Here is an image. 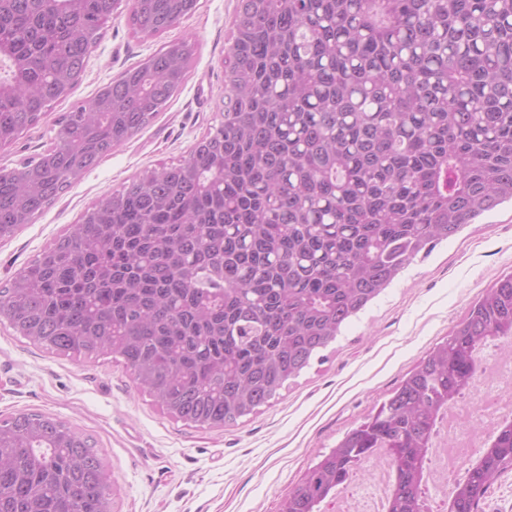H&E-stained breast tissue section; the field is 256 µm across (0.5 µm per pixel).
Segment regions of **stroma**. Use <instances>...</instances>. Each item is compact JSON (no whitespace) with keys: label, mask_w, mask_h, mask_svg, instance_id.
I'll use <instances>...</instances> for the list:
<instances>
[{"label":"stroma","mask_w":512,"mask_h":512,"mask_svg":"<svg viewBox=\"0 0 512 512\" xmlns=\"http://www.w3.org/2000/svg\"><path fill=\"white\" fill-rule=\"evenodd\" d=\"M238 0H197L152 38L132 32L128 0L89 55L72 93L0 150L16 167L51 143L61 116L166 43L195 42L183 85L151 123L66 188L32 222L0 239V286L11 281L104 196L188 157L224 110V57ZM512 273V204L503 203L419 253L346 323L269 404L221 427L163 411L122 359L52 354L0 320V419L43 414L88 437L112 475V512H280L305 474L383 403L425 353L444 342L498 278Z\"/></svg>","instance_id":"1"}]
</instances>
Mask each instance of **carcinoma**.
Returning <instances> with one entry per match:
<instances>
[{"mask_svg": "<svg viewBox=\"0 0 512 512\" xmlns=\"http://www.w3.org/2000/svg\"><path fill=\"white\" fill-rule=\"evenodd\" d=\"M116 0H0V145L66 98ZM196 0H136L154 37ZM224 120L187 159L112 192L0 288V318L74 360L112 354L177 420L222 426L297 377L423 249L512 202V0H239ZM182 39L75 105L44 152L0 167L8 237L146 127L184 82ZM512 338L499 279L280 512H321L375 449L389 512H423L437 420L475 353ZM512 466L499 425L447 512ZM111 475L66 423L0 420V512H112Z\"/></svg>", "mask_w": 512, "mask_h": 512, "instance_id": "1", "label": "carcinoma"}]
</instances>
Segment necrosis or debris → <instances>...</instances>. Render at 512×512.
Listing matches in <instances>:
<instances>
[{
    "label": "necrosis or debris",
    "mask_w": 512,
    "mask_h": 512,
    "mask_svg": "<svg viewBox=\"0 0 512 512\" xmlns=\"http://www.w3.org/2000/svg\"><path fill=\"white\" fill-rule=\"evenodd\" d=\"M512 419V361L486 353L470 394L439 418L423 474L428 512H446L448 493L465 474L494 428Z\"/></svg>",
    "instance_id": "1"
}]
</instances>
